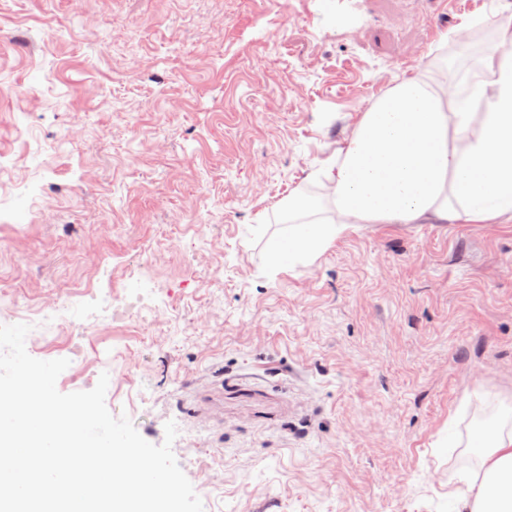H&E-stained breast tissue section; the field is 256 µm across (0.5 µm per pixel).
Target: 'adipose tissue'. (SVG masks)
Instances as JSON below:
<instances>
[{"instance_id":"obj_1","label":"adipose tissue","mask_w":512,"mask_h":512,"mask_svg":"<svg viewBox=\"0 0 512 512\" xmlns=\"http://www.w3.org/2000/svg\"><path fill=\"white\" fill-rule=\"evenodd\" d=\"M493 29L466 87L419 67L372 103L308 175L321 195L284 204L272 263L313 262L360 224L512 223V16ZM477 396L497 404L477 464L449 478L448 498L455 512H512V397Z\"/></svg>"}]
</instances>
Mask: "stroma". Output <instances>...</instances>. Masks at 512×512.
Returning a JSON list of instances; mask_svg holds the SVG:
<instances>
[{"instance_id":"obj_1","label":"stroma","mask_w":512,"mask_h":512,"mask_svg":"<svg viewBox=\"0 0 512 512\" xmlns=\"http://www.w3.org/2000/svg\"><path fill=\"white\" fill-rule=\"evenodd\" d=\"M512 0H0V325L172 450L204 512H448V418L512 394V224L280 207L397 76ZM55 29L44 42V29Z\"/></svg>"}]
</instances>
